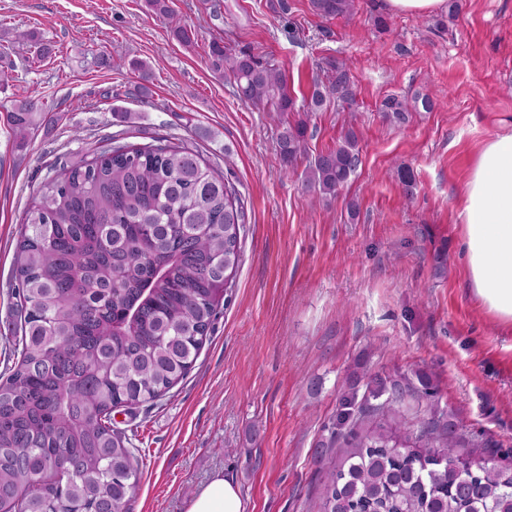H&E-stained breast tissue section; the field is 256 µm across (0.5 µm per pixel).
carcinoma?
Wrapping results in <instances>:
<instances>
[{
  "label": "carcinoma",
  "instance_id": "cac0c4a2",
  "mask_svg": "<svg viewBox=\"0 0 512 512\" xmlns=\"http://www.w3.org/2000/svg\"><path fill=\"white\" fill-rule=\"evenodd\" d=\"M146 3L179 43H194L170 0ZM311 4L324 18L353 9V0ZM210 54L241 101L279 116L282 167L305 158L304 188L322 201L336 197L360 163L356 132L308 157L307 123L283 118L295 103L282 70L217 41ZM128 65L148 94L153 67ZM333 70V85L326 92L314 85L305 111L322 110L334 93L352 98L348 69ZM431 107L427 95L411 104L392 95L382 113L401 126L411 111ZM7 121L23 143L46 117L26 96L12 101ZM245 234L244 202L232 183L167 139L132 145L114 136L91 154L72 153L41 185L16 242L20 325L6 338L0 372V499L14 512H128L138 462L112 412L162 399L192 369ZM415 392L409 382L374 377L361 400L342 399L338 427L320 447H333L343 427L351 443L339 464L321 468L323 512H512V467L490 456L471 470H448L444 457L478 438L434 391L407 420L402 405ZM399 433L414 441V453L389 447ZM73 460L94 479L70 475Z\"/></svg>",
  "mask_w": 512,
  "mask_h": 512
}]
</instances>
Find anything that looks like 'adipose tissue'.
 Returning a JSON list of instances; mask_svg holds the SVG:
<instances>
[{"mask_svg":"<svg viewBox=\"0 0 512 512\" xmlns=\"http://www.w3.org/2000/svg\"><path fill=\"white\" fill-rule=\"evenodd\" d=\"M458 219L475 297L502 324L512 326V130L480 149L465 183ZM187 512H247L239 490L213 476Z\"/></svg>","mask_w":512,"mask_h":512,"instance_id":"1","label":"adipose tissue"}]
</instances>
